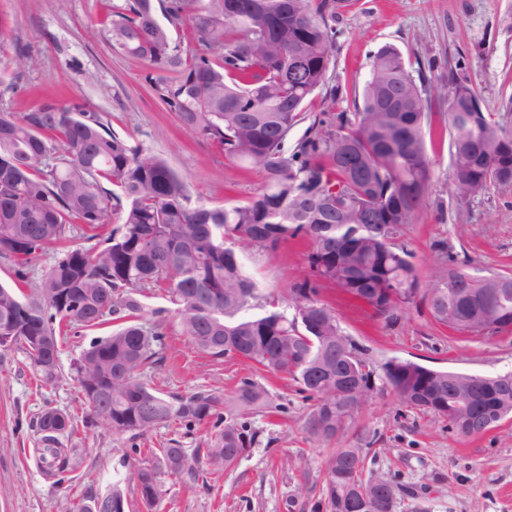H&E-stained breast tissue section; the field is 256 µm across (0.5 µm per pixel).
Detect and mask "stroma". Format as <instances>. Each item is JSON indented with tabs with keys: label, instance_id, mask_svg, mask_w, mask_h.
Here are the masks:
<instances>
[{
	"label": "stroma",
	"instance_id": "obj_1",
	"mask_svg": "<svg viewBox=\"0 0 512 512\" xmlns=\"http://www.w3.org/2000/svg\"><path fill=\"white\" fill-rule=\"evenodd\" d=\"M112 0H0V111L25 113L41 104L79 102L98 112L107 127L132 144L166 160L186 181L192 199L224 206L245 202L261 186L258 172L228 163L200 132L181 124L149 89L147 65L114 50L102 18ZM336 43L324 85L308 105L353 112L372 59L383 46L396 47L432 99V110L448 107V74L456 72L480 96L485 111L512 127V0H348L336 16ZM36 58L24 66L22 55ZM434 176L405 241L423 284L448 265L447 252L473 266L512 274V183L475 196L458 207L451 192L453 163L449 135L427 144ZM308 243L297 238L280 251L254 248L238 254L259 294L287 299L293 285L310 277ZM320 299L332 304L345 333L366 358L383 362L411 359L435 369L491 376L512 370V331L490 337L450 333L424 305L406 307L392 323L372 317L361 303L326 287ZM150 308L166 310L176 339L164 364L145 370L144 380L166 395L208 391L230 396L241 380L263 386L276 413L257 409L243 423L255 440L236 466L216 477L189 482L164 479L161 512H325L318 480L325 448L306 439L303 421L310 400L295 384L254 368L239 357L215 361L198 352L182 334L161 288L149 289ZM71 332L61 344L63 377L41 389L24 357L0 350V512H73L84 483L68 487L46 477L31 454V423L52 406L82 419L81 398L71 379V363L95 335ZM357 430L379 448L373 469L399 482L397 512H512V418L471 438L449 431L446 420L402 405L389 390L374 392L356 416ZM214 420L190 426L157 427L143 435L104 427H79L82 472L96 490L122 477L129 500L124 457L153 460L168 439L187 451L206 447Z\"/></svg>",
	"mask_w": 512,
	"mask_h": 512
}]
</instances>
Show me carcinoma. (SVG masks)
<instances>
[{"instance_id":"obj_1","label":"carcinoma","mask_w":512,"mask_h":512,"mask_svg":"<svg viewBox=\"0 0 512 512\" xmlns=\"http://www.w3.org/2000/svg\"><path fill=\"white\" fill-rule=\"evenodd\" d=\"M345 0H165L169 26L155 0H117L105 31L113 48L146 63L154 94L179 121L216 144L229 162L262 175L241 205H190L188 187L160 155L112 133L96 112L78 104H44L17 115L0 112V256L24 281L42 256L54 263L24 294L0 284V336L26 360L39 387L60 380V342L76 329L112 325L72 364L87 407L85 425L143 434L207 418L220 429L189 461L171 438L156 461L132 478L147 512H160L163 476L197 477L193 463L219 475L255 435L240 417L274 409L267 391L244 380L229 399L208 392L167 396L149 387L143 370L156 365L169 324L144 302L165 287L184 335L215 361L238 356L261 370L285 374L313 401L304 421L310 440L330 445L381 381L400 402L442 418L453 390L466 382L465 419L501 406L512 411V371L496 376L434 372L408 359L375 364L345 334L336 311L318 298L333 286L389 323L422 303L433 318L465 336L512 327V275L480 270L448 255V269L421 290L404 242L433 177L426 147L431 99L393 47L372 60L358 111L321 112L294 143L305 105L324 85L336 30L330 22ZM189 26L193 47L173 42L170 27ZM447 123L454 167L452 193L461 203L512 183V130L483 110L479 95L448 76ZM119 224L101 243L72 247L77 230L94 231L112 215ZM309 242L313 280L291 289L289 308L260 296L234 246L274 252L290 239ZM466 288L454 306L455 289ZM266 310L244 317L258 304ZM47 407L36 421L39 461L65 481L81 449L68 447L76 426ZM371 442L331 449L320 478L326 512H340L358 488L364 512H396L401 488L367 469ZM127 512L113 483L75 504V512Z\"/></svg>"}]
</instances>
